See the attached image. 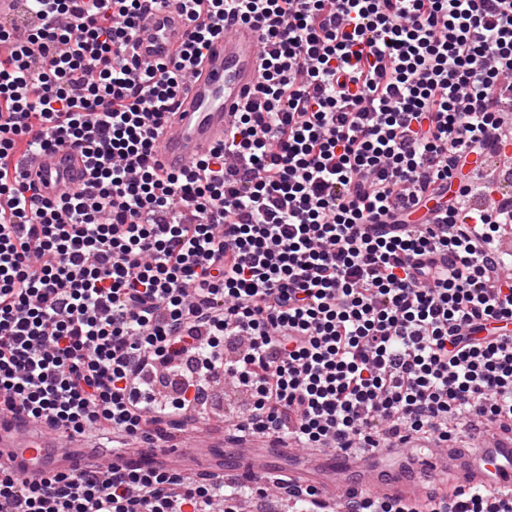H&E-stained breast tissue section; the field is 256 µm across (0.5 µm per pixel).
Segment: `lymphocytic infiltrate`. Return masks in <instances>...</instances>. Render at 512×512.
<instances>
[{"label": "lymphocytic infiltrate", "instance_id": "f902f5d3", "mask_svg": "<svg viewBox=\"0 0 512 512\" xmlns=\"http://www.w3.org/2000/svg\"><path fill=\"white\" fill-rule=\"evenodd\" d=\"M165 0H23L0 22V418L154 448L212 384L250 396L238 439L361 455L512 425V206L448 180L512 142V0H181L190 55L227 15L263 44L256 108L188 172L154 143L187 70L130 43ZM71 147L49 201L17 157ZM240 343L228 359L224 348ZM268 484L112 463L0 465V512H241ZM345 512H512V489Z\"/></svg>", "mask_w": 512, "mask_h": 512}]
</instances>
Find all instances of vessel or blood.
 <instances>
[{
  "label": "vessel or blood",
  "instance_id": "1",
  "mask_svg": "<svg viewBox=\"0 0 512 512\" xmlns=\"http://www.w3.org/2000/svg\"><path fill=\"white\" fill-rule=\"evenodd\" d=\"M190 25L179 0H167L152 11L132 41V51L144 63L175 59L187 42ZM260 44L257 29L232 21L229 31L204 51L202 62L189 72V80L177 98L169 123L155 143V160L165 171L181 173L223 140L224 130L236 111L256 105L253 89L260 79ZM26 180L35 182L44 198L55 199L73 193L88 179L86 164L74 149H44L21 160ZM80 440H63L44 425L0 424V464H11L27 473L69 471L80 464ZM131 463L183 464L196 462L188 448H143L126 453ZM373 456L354 457L340 451L318 453L295 478L305 485L326 491L345 486L347 473H356V489L381 497L405 501L420 500L429 476L450 478L463 486L512 488V427L489 437L478 454L461 449L432 447L412 457L402 474L382 479Z\"/></svg>",
  "mask_w": 512,
  "mask_h": 512
}]
</instances>
